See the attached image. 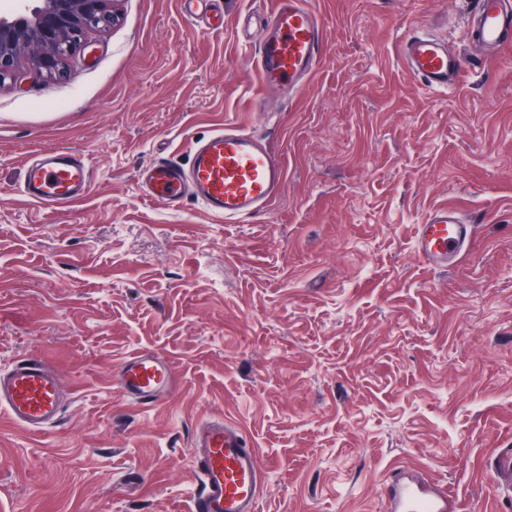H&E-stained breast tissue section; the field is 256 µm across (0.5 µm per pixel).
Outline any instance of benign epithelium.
I'll use <instances>...</instances> for the list:
<instances>
[{
	"label": "benign epithelium",
	"instance_id": "7a95c632",
	"mask_svg": "<svg viewBox=\"0 0 512 512\" xmlns=\"http://www.w3.org/2000/svg\"><path fill=\"white\" fill-rule=\"evenodd\" d=\"M112 0H17L13 12L0 16V83L19 63L50 78L63 74L83 37L114 19Z\"/></svg>",
	"mask_w": 512,
	"mask_h": 512
}]
</instances>
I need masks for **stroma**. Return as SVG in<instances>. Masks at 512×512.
<instances>
[{"instance_id":"stroma-1","label":"stroma","mask_w":512,"mask_h":512,"mask_svg":"<svg viewBox=\"0 0 512 512\" xmlns=\"http://www.w3.org/2000/svg\"><path fill=\"white\" fill-rule=\"evenodd\" d=\"M272 2L117 0L62 77L0 85V370L44 357L68 393L42 433L0 411V512H189L191 433L216 415L259 451V512H384L395 468L461 512H512L492 469L512 448V46L468 45L471 0H308L324 52L271 117L254 56ZM414 27L456 46L454 90L403 68ZM227 125L285 164L266 211L143 192L140 169ZM56 149L91 187L40 207L25 166ZM444 204L482 219L446 269L414 249ZM139 351L181 377L152 407L113 383Z\"/></svg>"}]
</instances>
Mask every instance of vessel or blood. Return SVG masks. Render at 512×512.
Masks as SVG:
<instances>
[{
    "mask_svg": "<svg viewBox=\"0 0 512 512\" xmlns=\"http://www.w3.org/2000/svg\"><path fill=\"white\" fill-rule=\"evenodd\" d=\"M468 37L490 58L512 46V0H473ZM324 46L323 22L307 0H274L255 59L265 89L297 91ZM399 54L405 69L429 89L445 90L461 79L460 54L431 34L409 31ZM91 179L83 156L57 150L28 161L21 193L33 204L56 207L84 195ZM285 179V167L265 139L228 126L196 141L187 163L159 158L138 174L145 193L170 209H180L191 196L208 214L227 221L264 212ZM474 233V219L464 218L456 207L439 206L418 225L415 250L427 266H445L458 260ZM113 382L124 397L144 406L178 388L172 364L147 351L129 355ZM66 399L58 372L42 358L25 357L0 372V409L27 431L39 433L56 423ZM191 446L199 477L191 512H258L265 476L256 448L239 426L222 418L203 421L192 431ZM381 496L387 512H457L453 497L412 471L392 472L381 484Z\"/></svg>",
    "mask_w": 512,
    "mask_h": 512,
    "instance_id": "b4317fda",
    "label": "vessel or blood"
}]
</instances>
